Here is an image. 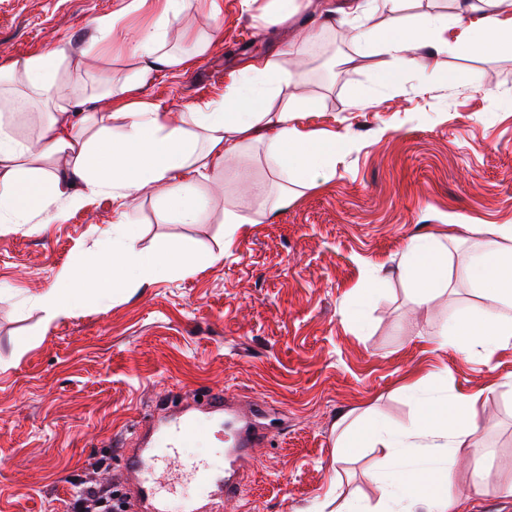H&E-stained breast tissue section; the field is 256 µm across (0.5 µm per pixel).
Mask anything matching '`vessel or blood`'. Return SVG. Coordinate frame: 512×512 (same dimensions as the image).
<instances>
[{
    "label": "vessel or blood",
    "mask_w": 512,
    "mask_h": 512,
    "mask_svg": "<svg viewBox=\"0 0 512 512\" xmlns=\"http://www.w3.org/2000/svg\"><path fill=\"white\" fill-rule=\"evenodd\" d=\"M152 438L128 456L126 471L135 486L136 512H168L160 491L172 474L185 468L182 448L191 442L196 429L188 410L163 412L151 422ZM224 462L203 464L195 494L184 496L181 512H223L225 501L241 494L240 479L252 460L253 449L262 447L264 435L257 430L231 429L227 432Z\"/></svg>",
    "instance_id": "obj_1"
}]
</instances>
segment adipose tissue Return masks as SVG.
<instances>
[{"instance_id":"1","label":"adipose tissue","mask_w":512,"mask_h":512,"mask_svg":"<svg viewBox=\"0 0 512 512\" xmlns=\"http://www.w3.org/2000/svg\"><path fill=\"white\" fill-rule=\"evenodd\" d=\"M372 2L349 0L351 38L388 56L394 69L413 68L426 48L512 51V0H456L451 20L430 14L408 20L400 15L404 0H385L390 15L377 29L364 24ZM155 3L153 19L122 45L138 61L134 72L118 88L111 76L100 80L104 98L112 102V126H98L85 101L62 99L58 72L82 77V57L61 48L0 68V108L37 101L48 111L34 149L22 145L12 127L0 120L1 224L31 223L62 197L77 207L89 197L108 195L124 207L149 192L164 198L163 220L205 224L210 211L198 190L202 179L228 171L254 143L264 145L281 177L313 183L334 171L337 156L352 144L349 133L316 134L296 125L298 105L284 96L283 85L298 82L300 73L282 72L271 60L250 64L225 85L222 98L189 103L176 120L161 105L141 99V90L159 74L190 67L211 50L210 42L199 41L188 53L164 51L171 28L193 0ZM14 83L23 86L15 96L5 91ZM474 231L464 275L481 302L443 323L431 346L439 351L453 345L487 359L512 347V225H478ZM136 240L131 217L113 224L105 246L81 268L65 273L61 285L38 296L47 321L73 315L86 292L106 301L163 276H191L219 260L190 243L176 249L163 245L145 254ZM399 267L418 305H429L448 288V251L436 234L410 237ZM403 390L416 404L408 426L345 411L336 421L338 454L380 449L373 477L382 491L381 512H467L468 497L453 490L451 474L460 449L476 442L479 394L421 379L406 382Z\"/></svg>"}]
</instances>
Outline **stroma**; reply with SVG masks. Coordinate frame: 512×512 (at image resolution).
Wrapping results in <instances>:
<instances>
[{
    "mask_svg": "<svg viewBox=\"0 0 512 512\" xmlns=\"http://www.w3.org/2000/svg\"><path fill=\"white\" fill-rule=\"evenodd\" d=\"M131 2L0 0V65L84 49L83 80L64 75L61 87L72 98L97 94L102 74L121 80L137 61L90 48L87 22L120 11L124 26H138L148 11ZM222 3L215 19L209 0L184 13L167 50L219 39L203 61L160 76L147 98L177 112L221 98L231 76L270 59L303 75L298 125L349 132L354 145L329 179L307 187L285 183L255 144L238 158L239 176L217 172L201 184L206 224L162 221L157 198L141 197L131 213L140 249L189 241L222 260L105 304L88 301L51 324L37 296L97 250L120 218L116 202L94 197L72 208L61 199L32 223L0 229V512H68L76 479L102 459L101 478L121 484L122 440L145 412L163 398L197 408L213 392L227 393L241 415L261 407L268 437L224 512H306L334 488L375 507L376 450L337 455L333 426L345 410L408 424L415 407L401 387L415 373L480 393L481 445L461 450L453 485L470 495L472 512H512V495L502 492L512 485V388L501 384L512 375V348L487 362L427 344L480 302L463 277L472 225L512 224V53L424 50L418 69L385 84L389 58L346 41L341 24L320 27L317 0L269 28L261 14L272 0L248 9L242 0ZM308 27L319 28L318 39L289 55ZM357 93L369 108L355 105ZM248 181L274 197L287 193V205L259 210ZM228 208L254 219L231 239L222 223ZM425 232L447 236L451 285L421 307L398 262L408 239ZM368 262L383 265L389 281L359 324L345 310ZM475 462L488 470V485L472 486Z\"/></svg>",
    "mask_w": 512,
    "mask_h": 512,
    "instance_id": "obj_1",
    "label": "stroma"
}]
</instances>
